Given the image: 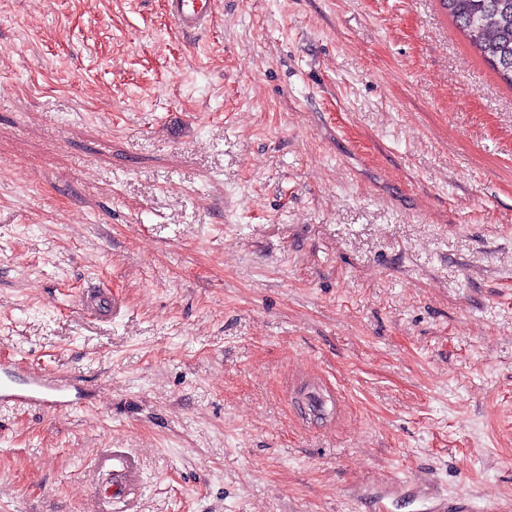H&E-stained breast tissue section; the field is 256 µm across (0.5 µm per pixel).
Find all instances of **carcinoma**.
<instances>
[{"instance_id":"cac0c4a2","label":"carcinoma","mask_w":512,"mask_h":512,"mask_svg":"<svg viewBox=\"0 0 512 512\" xmlns=\"http://www.w3.org/2000/svg\"><path fill=\"white\" fill-rule=\"evenodd\" d=\"M455 26L512 88V0H440Z\"/></svg>"}]
</instances>
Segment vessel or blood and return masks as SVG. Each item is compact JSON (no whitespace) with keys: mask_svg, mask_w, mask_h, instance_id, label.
Instances as JSON below:
<instances>
[{"mask_svg":"<svg viewBox=\"0 0 512 512\" xmlns=\"http://www.w3.org/2000/svg\"><path fill=\"white\" fill-rule=\"evenodd\" d=\"M168 13L185 34L202 32L212 21L217 0H166ZM15 367H0V401L42 409L63 411L74 404V380L67 375L46 370L29 372L16 380Z\"/></svg>","mask_w":512,"mask_h":512,"instance_id":"obj_1","label":"vessel or blood"}]
</instances>
